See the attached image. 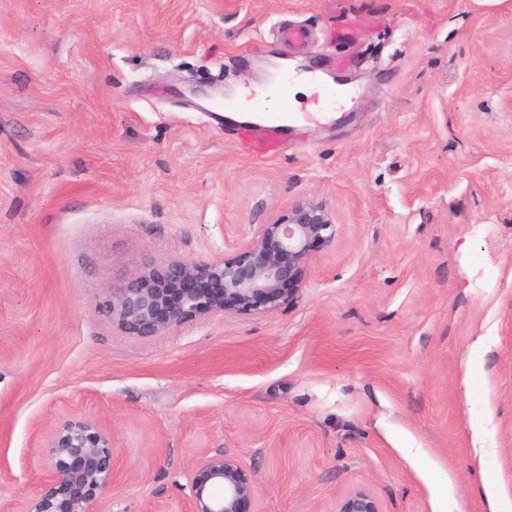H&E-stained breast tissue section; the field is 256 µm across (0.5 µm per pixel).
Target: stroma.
<instances>
[{
  "label": "stroma",
  "mask_w": 512,
  "mask_h": 512,
  "mask_svg": "<svg viewBox=\"0 0 512 512\" xmlns=\"http://www.w3.org/2000/svg\"><path fill=\"white\" fill-rule=\"evenodd\" d=\"M309 70L344 107L273 158L184 95ZM301 198L336 240L277 311L113 327L111 288ZM76 414L116 449L99 512L180 500L219 451L255 471L253 512L359 486L490 512L483 475L512 497V0H0V506L24 512Z\"/></svg>",
  "instance_id": "stroma-1"
}]
</instances>
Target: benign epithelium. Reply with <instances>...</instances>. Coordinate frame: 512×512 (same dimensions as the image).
Returning a JSON list of instances; mask_svg holds the SVG:
<instances>
[{
	"instance_id": "benign-epithelium-1",
	"label": "benign epithelium",
	"mask_w": 512,
	"mask_h": 512,
	"mask_svg": "<svg viewBox=\"0 0 512 512\" xmlns=\"http://www.w3.org/2000/svg\"><path fill=\"white\" fill-rule=\"evenodd\" d=\"M336 239V224L321 205L292 204L288 214L261 226L238 253L217 260H163L111 289L108 313L128 336H161L200 319L268 313L300 287L313 248ZM49 454L39 493L24 512H98L112 487L115 451L109 433L94 419L75 415L48 440ZM259 483L238 457L205 453L192 464L180 510L165 500L143 512H246ZM334 512H383L365 487L350 490Z\"/></svg>"
}]
</instances>
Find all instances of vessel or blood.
Listing matches in <instances>:
<instances>
[{
    "label": "vessel or blood",
    "instance_id": "obj_1",
    "mask_svg": "<svg viewBox=\"0 0 512 512\" xmlns=\"http://www.w3.org/2000/svg\"><path fill=\"white\" fill-rule=\"evenodd\" d=\"M287 82L272 84L258 105L257 120L241 122L237 129L240 151L251 157L269 158L279 153L288 139V114L285 101L287 98ZM336 88L324 87L310 101V107L302 117L308 122L328 120L329 114L324 108L326 101L335 100Z\"/></svg>",
    "mask_w": 512,
    "mask_h": 512
}]
</instances>
